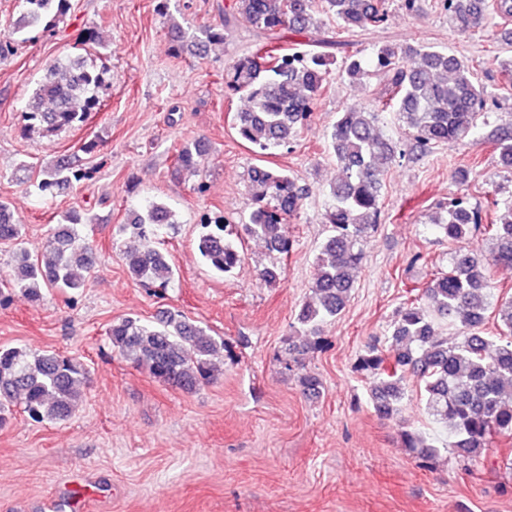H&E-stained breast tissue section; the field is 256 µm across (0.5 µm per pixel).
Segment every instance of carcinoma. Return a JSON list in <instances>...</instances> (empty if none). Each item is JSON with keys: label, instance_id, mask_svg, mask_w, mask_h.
Returning <instances> with one entry per match:
<instances>
[{"label": "carcinoma", "instance_id": "carcinoma-1", "mask_svg": "<svg viewBox=\"0 0 512 512\" xmlns=\"http://www.w3.org/2000/svg\"><path fill=\"white\" fill-rule=\"evenodd\" d=\"M70 0H20L22 19L7 39L26 29H49L65 14ZM448 19L463 32L484 30L499 19L500 40L512 43V0H437ZM336 21V28L307 43L292 40L313 26L317 9ZM389 17L388 0H232L224 10V28L246 25L268 36L256 50L224 70V85L243 92L250 107L236 115L239 137L256 153L289 146L308 123L326 87L331 50L348 46L343 35L368 26L379 27ZM383 77L388 95L370 103L369 111L337 115L329 149L341 167L332 184L324 222L330 235L316 258L312 297L302 303L298 321L315 334L320 324L339 314L353 288L352 272L363 259L362 243L376 229L381 214L385 172L406 150L377 132L385 112L395 113L412 134L413 150L426 152L436 144H466L476 138L489 143L500 164L512 170V122H490L488 102L496 88L479 80L478 68L445 49L431 45H384L363 58L347 55L339 73L350 80L369 74ZM107 67L87 56L56 58L40 77L21 113V133L47 135L79 128L101 106ZM203 164L198 146L185 144L172 158L175 175H196ZM250 183L253 207L241 220L245 236L262 241L272 260L256 269L260 282L272 285L282 276L281 259L292 244L282 225L298 217L309 189L283 169L254 167ZM84 178L61 160L36 175L33 183L47 198ZM177 221L165 203L146 201L145 214L128 222L132 238L157 236ZM432 224L448 243V269L432 275L397 310L387 337L389 345L368 347L356 362V372L372 379L376 415L390 419L405 396L411 377L425 399L433 420L448 425L451 447L459 462L483 460L497 436L512 437V297L491 303L489 270L512 266V203L496 217L460 194L448 202ZM84 224L76 215L59 224L44 251L33 257L20 247L8 279L0 286L22 290L29 301H42L43 289L74 291L83 286L80 272L94 264V249L85 242ZM226 219L208 216L201 223L197 249L214 270L227 275L241 268L245 256L239 238L225 233ZM492 246L484 255L465 246L476 232ZM0 241L21 242V225L9 206L0 202ZM123 260L131 278L142 287L165 290L175 271L159 250L126 246ZM497 308L498 333L484 335L489 308ZM447 324L453 333L443 331ZM112 347L124 359L143 368L156 382L193 391L210 383L213 359L224 349V338L208 335L182 311L166 313L158 323L126 317L112 322ZM288 359L284 369L296 375L304 394L319 390V379L305 366L306 344L284 339ZM86 364L76 355L28 347L0 349V428L13 418L14 408L32 422L61 421L72 415L87 382ZM402 447L421 465L438 457L440 448L416 429L402 431Z\"/></svg>", "mask_w": 512, "mask_h": 512}]
</instances>
